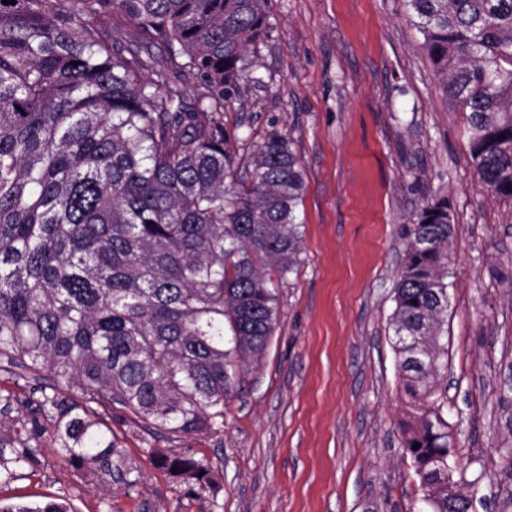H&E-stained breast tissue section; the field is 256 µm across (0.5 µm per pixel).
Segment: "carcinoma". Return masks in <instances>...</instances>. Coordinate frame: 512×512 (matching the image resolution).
Instances as JSON below:
<instances>
[{
    "mask_svg": "<svg viewBox=\"0 0 512 512\" xmlns=\"http://www.w3.org/2000/svg\"><path fill=\"white\" fill-rule=\"evenodd\" d=\"M268 2H0V363L40 393L23 435H0V484L50 448L59 465L134 491L143 473L104 418L112 404L178 438L224 427L242 367L277 327L265 268L284 280L303 253L291 142L269 133L242 167L224 132V105L271 36ZM409 4L467 113L478 181L511 200L512 0ZM402 235L391 317L402 447L427 512H448V198L425 201ZM161 465L208 481L191 455Z\"/></svg>",
    "mask_w": 512,
    "mask_h": 512,
    "instance_id": "obj_1",
    "label": "carcinoma"
}]
</instances>
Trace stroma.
Segmentation results:
<instances>
[{"label": "stroma", "mask_w": 512, "mask_h": 512, "mask_svg": "<svg viewBox=\"0 0 512 512\" xmlns=\"http://www.w3.org/2000/svg\"><path fill=\"white\" fill-rule=\"evenodd\" d=\"M270 39L224 107L238 146L285 133L305 183L304 262L276 283L278 327L224 404L220 433L171 439L113 406L137 490L44 461L0 501L66 498L71 512H421L400 446L405 407L390 317L401 224L447 197L448 425L456 464L489 512H512V200L488 195L467 115L443 91L408 0H270ZM193 454L208 483L152 456Z\"/></svg>", "instance_id": "obj_1"}]
</instances>
